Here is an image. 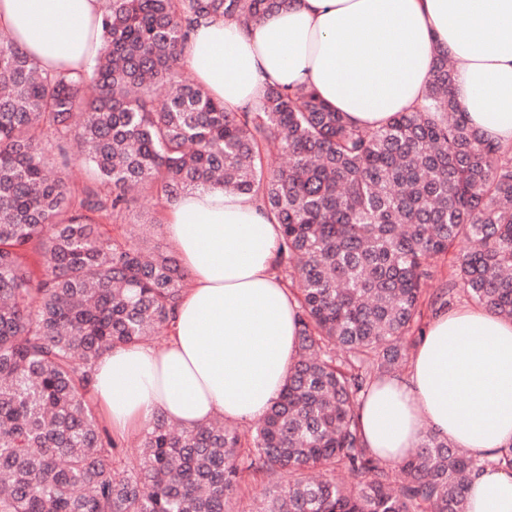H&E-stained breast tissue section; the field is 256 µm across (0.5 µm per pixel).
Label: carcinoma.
Returning <instances> with one entry per match:
<instances>
[{
	"label": "carcinoma",
	"instance_id": "obj_1",
	"mask_svg": "<svg viewBox=\"0 0 512 512\" xmlns=\"http://www.w3.org/2000/svg\"><path fill=\"white\" fill-rule=\"evenodd\" d=\"M287 3L107 0L102 48L76 73L41 69L0 34V512H228L245 472L288 476L257 512H468L480 460L429 431L384 462L357 412L421 331L437 257L453 286L512 321V147L469 125L441 50L425 104L376 128L309 86L226 112L177 80L199 19L247 24ZM47 133L62 169L72 144L110 192L49 169ZM213 187L256 198L280 225L298 359L249 432L158 416L116 477L122 442L90 405L94 366L166 330L190 274L173 249L106 236L89 213L120 216L132 189L170 202Z\"/></svg>",
	"mask_w": 512,
	"mask_h": 512
}]
</instances>
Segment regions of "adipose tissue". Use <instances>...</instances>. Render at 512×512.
I'll return each instance as SVG.
<instances>
[{
	"mask_svg": "<svg viewBox=\"0 0 512 512\" xmlns=\"http://www.w3.org/2000/svg\"><path fill=\"white\" fill-rule=\"evenodd\" d=\"M104 0H0V29L40 68L89 65ZM459 65L452 92L485 139L512 146V0H289L242 25L198 21L184 63L228 112L258 107L277 86L313 87L331 108L376 127L422 102L435 50ZM191 282L167 342L103 354L92 397L114 434L155 415L192 428L220 416L260 418L298 346V304L276 273L279 226L260 203L216 187L181 193L162 226ZM358 427L367 448L398 461L425 430L485 460L468 512H512V475L489 467L512 445V322L482 308L438 313L405 374L373 383Z\"/></svg>",
	"mask_w": 512,
	"mask_h": 512,
	"instance_id": "1",
	"label": "adipose tissue"
}]
</instances>
